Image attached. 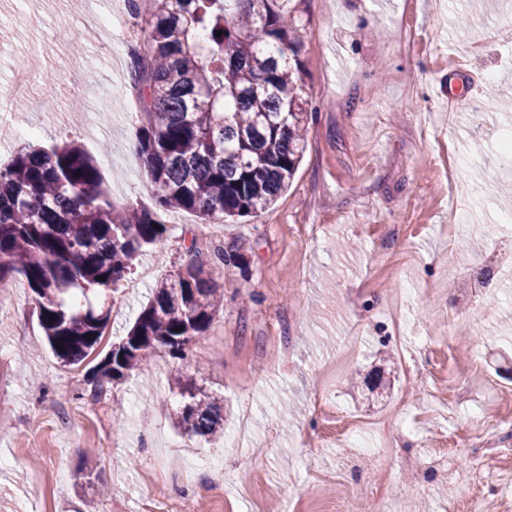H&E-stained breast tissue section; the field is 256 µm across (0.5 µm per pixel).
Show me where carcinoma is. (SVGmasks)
<instances>
[{
	"instance_id": "cac0c4a2",
	"label": "carcinoma",
	"mask_w": 512,
	"mask_h": 512,
	"mask_svg": "<svg viewBox=\"0 0 512 512\" xmlns=\"http://www.w3.org/2000/svg\"><path fill=\"white\" fill-rule=\"evenodd\" d=\"M292 2L152 0L131 79L144 116L136 153L153 206L116 207L76 140L21 148L0 166V282L24 281L45 343L64 365L89 367L95 399L158 350L185 358L223 305L213 273L235 259L194 239L188 262L157 281L127 334L103 351L107 293L163 241L160 214L257 216L294 176L307 111ZM172 386L184 398L174 428L224 436V399L179 373Z\"/></svg>"
}]
</instances>
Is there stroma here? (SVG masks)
Returning <instances> with one entry per match:
<instances>
[{
  "instance_id": "1",
  "label": "stroma",
  "mask_w": 512,
  "mask_h": 512,
  "mask_svg": "<svg viewBox=\"0 0 512 512\" xmlns=\"http://www.w3.org/2000/svg\"><path fill=\"white\" fill-rule=\"evenodd\" d=\"M468 12L461 39L454 15ZM310 115L288 189L255 217L163 215L166 240L142 255L139 287L119 286L104 337L125 335L151 288L186 248L224 246L238 265L215 272L224 307L186 359L159 352L92 398L84 369L40 344L22 281L0 291V512H336L369 496L372 467L336 429L361 424L391 472L387 512L411 501L444 512L469 487V444L489 419L512 423V279L461 297L452 278L487 255L512 263V9L500 0H296ZM107 17L105 29L94 25ZM148 36L123 0H0V164L25 129L49 146L75 139L93 155L116 205L151 204L133 151L140 115L119 35ZM79 51H72V40ZM36 82L18 98V68ZM394 360L391 387L351 376ZM227 406L224 436L175 429L174 372ZM443 449L419 471L406 451Z\"/></svg>"
}]
</instances>
